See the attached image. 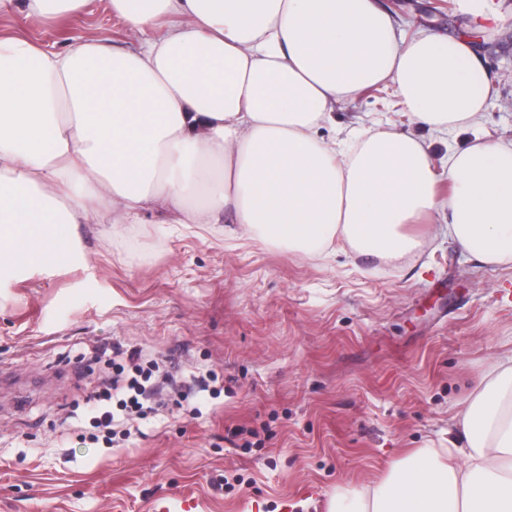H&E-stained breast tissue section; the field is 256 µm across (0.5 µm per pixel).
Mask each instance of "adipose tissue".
I'll use <instances>...</instances> for the list:
<instances>
[{
  "label": "adipose tissue",
  "instance_id": "adipose-tissue-1",
  "mask_svg": "<svg viewBox=\"0 0 512 512\" xmlns=\"http://www.w3.org/2000/svg\"><path fill=\"white\" fill-rule=\"evenodd\" d=\"M137 48L0 39V284L77 254L81 224H234L313 257L398 263L437 213L468 258L512 264V142L475 129L491 87L467 38L398 39L377 0H110ZM392 84L412 123L470 131L439 196L431 143L380 122L322 141L336 103ZM329 512H512V356L444 448H420Z\"/></svg>",
  "mask_w": 512,
  "mask_h": 512
}]
</instances>
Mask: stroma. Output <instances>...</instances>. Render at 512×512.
Instances as JSON below:
<instances>
[{"label":"stroma","instance_id":"1","mask_svg":"<svg viewBox=\"0 0 512 512\" xmlns=\"http://www.w3.org/2000/svg\"><path fill=\"white\" fill-rule=\"evenodd\" d=\"M466 36L493 91L478 132L512 141V0H380ZM0 35L61 50L138 35L108 0L38 22L27 0ZM336 125L411 130L392 88L336 104ZM417 254L392 266L336 245L322 259L215 225L83 224L84 262L0 286V512H329L415 448H438L497 358L512 355V264L465 261L438 217L409 224ZM142 349L166 400L117 447L82 441L72 406L105 378L96 352ZM216 391L182 405L193 379ZM256 433L253 447L232 430Z\"/></svg>","mask_w":512,"mask_h":512}]
</instances>
